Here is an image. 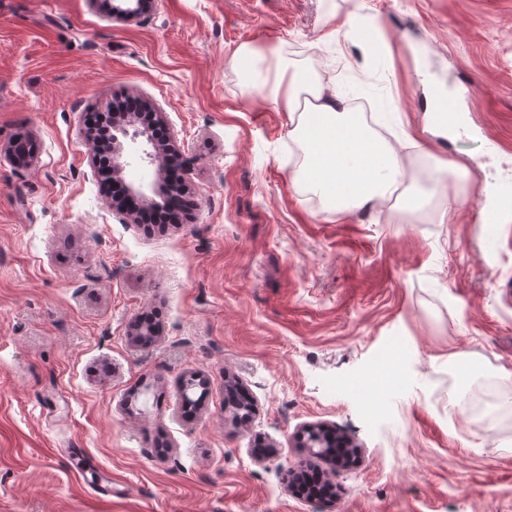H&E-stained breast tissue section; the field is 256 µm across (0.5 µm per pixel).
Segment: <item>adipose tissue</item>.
<instances>
[{
	"mask_svg": "<svg viewBox=\"0 0 512 512\" xmlns=\"http://www.w3.org/2000/svg\"><path fill=\"white\" fill-rule=\"evenodd\" d=\"M275 71L274 84L258 80L253 89L284 97L295 115L290 134L301 145L303 161L293 179L319 198L323 213L369 211L396 192L401 211L422 209L423 197L402 187L405 169L397 151L370 130L363 113L344 108L342 95L314 68L292 70L279 60Z\"/></svg>",
	"mask_w": 512,
	"mask_h": 512,
	"instance_id": "ef3b65f1",
	"label": "adipose tissue"
}]
</instances>
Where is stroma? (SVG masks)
I'll return each mask as SVG.
<instances>
[{
	"label": "stroma",
	"mask_w": 512,
	"mask_h": 512,
	"mask_svg": "<svg viewBox=\"0 0 512 512\" xmlns=\"http://www.w3.org/2000/svg\"><path fill=\"white\" fill-rule=\"evenodd\" d=\"M244 44L314 63L394 146L454 95L428 141L467 179L411 174L427 223L322 213ZM119 93L177 135L181 223H125L103 194L82 131ZM21 137L28 161H0V512H512V212L496 255L482 224L512 187V0H155L133 22L0 0V147ZM317 422L361 451L333 499L286 480Z\"/></svg>",
	"instance_id": "stroma-1"
}]
</instances>
